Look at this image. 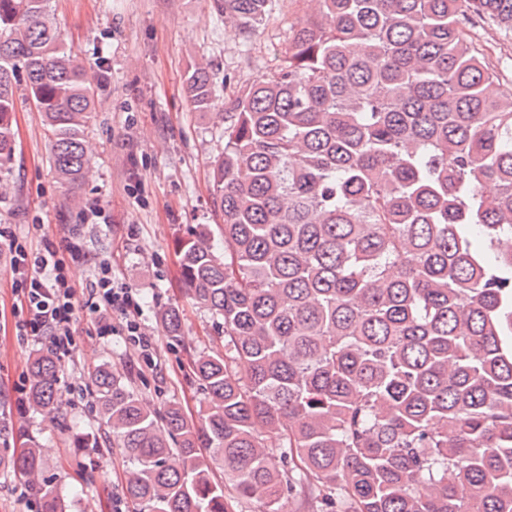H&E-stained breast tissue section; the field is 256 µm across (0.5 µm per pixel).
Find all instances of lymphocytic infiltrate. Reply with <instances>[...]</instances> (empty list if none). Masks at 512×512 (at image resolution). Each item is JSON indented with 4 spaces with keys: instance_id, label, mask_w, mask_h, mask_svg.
Returning <instances> with one entry per match:
<instances>
[{
    "instance_id": "1",
    "label": "lymphocytic infiltrate",
    "mask_w": 512,
    "mask_h": 512,
    "mask_svg": "<svg viewBox=\"0 0 512 512\" xmlns=\"http://www.w3.org/2000/svg\"><path fill=\"white\" fill-rule=\"evenodd\" d=\"M84 255L77 233L43 238L41 249L35 251L8 227H0V256L7 261L11 289L19 303L18 335L46 340L51 355L64 359L73 344L77 312L84 309L94 319L98 335L123 337L144 362H152L155 346L143 327L139 289L115 286L107 263L96 264L86 288H76L65 261Z\"/></svg>"
}]
</instances>
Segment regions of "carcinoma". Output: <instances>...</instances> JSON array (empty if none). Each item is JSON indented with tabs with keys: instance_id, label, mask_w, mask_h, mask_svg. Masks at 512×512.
<instances>
[{
	"instance_id": "obj_1",
	"label": "carcinoma",
	"mask_w": 512,
	"mask_h": 512,
	"mask_svg": "<svg viewBox=\"0 0 512 512\" xmlns=\"http://www.w3.org/2000/svg\"><path fill=\"white\" fill-rule=\"evenodd\" d=\"M271 78L224 97L211 174L224 255L206 228L175 253L224 352L191 359L206 395L149 410L102 362L88 373L127 462L136 512H512V96L472 42L512 31V0H314ZM273 0H216L248 33ZM40 112L60 183L90 169L95 88L49 0H0V182L15 89ZM193 110L216 102L200 63ZM160 317L175 339L177 307ZM59 363L28 368L29 405L61 406ZM283 440L267 451L265 433ZM45 448L0 455L63 512ZM224 468L218 480L212 468Z\"/></svg>"
}]
</instances>
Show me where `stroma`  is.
Wrapping results in <instances>:
<instances>
[{
	"instance_id": "obj_1",
	"label": "stroma",
	"mask_w": 512,
	"mask_h": 512,
	"mask_svg": "<svg viewBox=\"0 0 512 512\" xmlns=\"http://www.w3.org/2000/svg\"><path fill=\"white\" fill-rule=\"evenodd\" d=\"M213 0H50L64 44L90 68L96 84L88 138L92 171L76 191L58 181L40 115L16 90V153L0 197V225L32 246L61 230L80 231L84 248L112 266L116 284L140 289L143 322L156 344L146 365L119 336H97L86 313L74 324L71 352L60 364L62 405L23 411L18 389L41 346L0 328V425L10 430L0 453L37 440L48 453L44 476L66 512H133L125 497L126 463L100 421L87 374L105 362L133 382L145 405L180 404L196 418L204 394L188 372L195 354L223 349L211 313L192 304L180 279L175 245L197 225L219 234L210 167L223 151V105L192 110L185 92L189 63L208 65L218 95L268 78L278 68L288 27L309 12L307 0H274L250 33L232 19L217 23ZM472 36L512 92V37L475 20ZM101 217H91L90 207ZM181 312V342L172 345L161 310Z\"/></svg>"
}]
</instances>
